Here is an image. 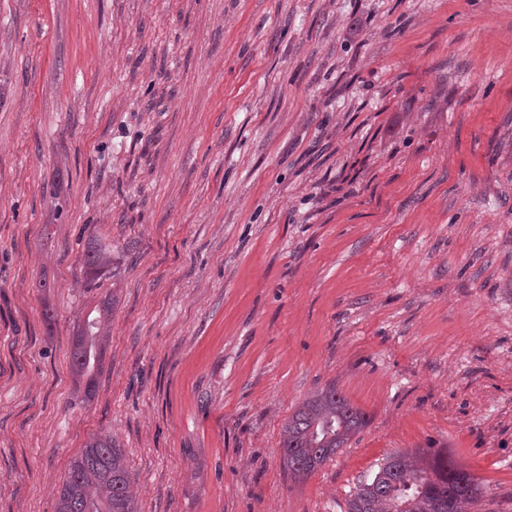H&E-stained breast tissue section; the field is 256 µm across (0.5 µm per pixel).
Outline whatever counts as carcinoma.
<instances>
[{
	"label": "carcinoma",
	"instance_id": "1",
	"mask_svg": "<svg viewBox=\"0 0 512 512\" xmlns=\"http://www.w3.org/2000/svg\"><path fill=\"white\" fill-rule=\"evenodd\" d=\"M84 289L91 292L101 279L115 275L112 253L96 239L83 247ZM114 300L98 304L97 316L78 325L70 365L84 383L82 401L96 393L97 371L105 339L101 325ZM367 423L336 387L305 398L283 427L281 453L288 475L305 480L331 459ZM484 497L477 478L458 465L443 448L386 457L370 477L360 481L346 500V512H474ZM56 512H138L130 490L124 449L110 436L97 435L71 460L59 491Z\"/></svg>",
	"mask_w": 512,
	"mask_h": 512
}]
</instances>
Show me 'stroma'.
Wrapping results in <instances>:
<instances>
[{"label": "stroma", "instance_id": "35a3bbf8", "mask_svg": "<svg viewBox=\"0 0 512 512\" xmlns=\"http://www.w3.org/2000/svg\"><path fill=\"white\" fill-rule=\"evenodd\" d=\"M328 386L368 423L293 482ZM100 434L138 512H345L426 448L512 512V0H0V512ZM82 262L84 266L86 291H93L100 286L101 279L107 275L116 276V268L112 266V253L97 240L88 239L83 247ZM113 304V295L112 299L105 298L93 310L98 315L91 318L93 313L91 311L77 327L70 365L75 376L84 383L82 402L91 401L96 393V375L105 343L104 336L101 334V325L108 320Z\"/></svg>", "mask_w": 512, "mask_h": 512}]
</instances>
